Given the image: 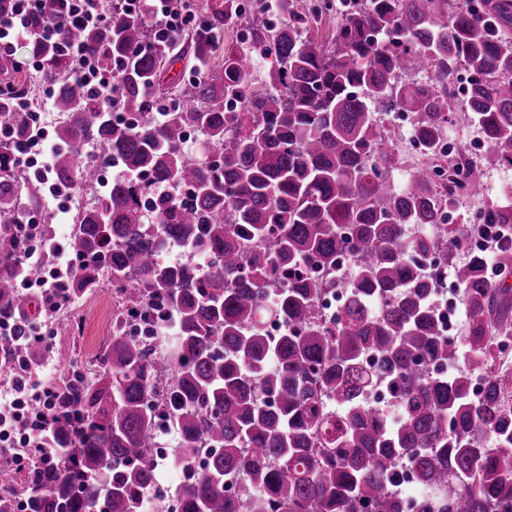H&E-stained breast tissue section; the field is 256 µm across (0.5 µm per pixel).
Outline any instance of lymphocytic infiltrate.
<instances>
[{"mask_svg": "<svg viewBox=\"0 0 512 512\" xmlns=\"http://www.w3.org/2000/svg\"><path fill=\"white\" fill-rule=\"evenodd\" d=\"M0 12V60L13 71L29 67L31 56H19V45L54 42L58 23L87 30L105 26L107 11L99 0H11ZM130 12L137 14L153 37L162 38L169 52H176L181 35L200 28L198 11L191 0H126ZM63 50L73 61L71 78L84 83L101 100L112 99L115 84L110 72L101 70L80 42L67 41ZM44 109L33 112L32 133L22 151L21 164L36 178L49 174L51 160L58 149L48 142L44 127ZM54 388L27 373L13 375L9 396L0 403V463L13 470H28L33 460L53 467L65 451L55 443L48 425Z\"/></svg>", "mask_w": 512, "mask_h": 512, "instance_id": "f902f5d3", "label": "lymphocytic infiltrate"}]
</instances>
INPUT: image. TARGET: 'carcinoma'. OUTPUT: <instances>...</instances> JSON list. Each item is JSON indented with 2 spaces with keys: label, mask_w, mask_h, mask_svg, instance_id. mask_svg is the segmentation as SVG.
<instances>
[{
  "label": "carcinoma",
  "mask_w": 512,
  "mask_h": 512,
  "mask_svg": "<svg viewBox=\"0 0 512 512\" xmlns=\"http://www.w3.org/2000/svg\"><path fill=\"white\" fill-rule=\"evenodd\" d=\"M281 2L282 22L254 14L247 24L252 44L274 57L258 77L252 51L223 48L224 29L242 19L238 0H204L209 20L190 37L197 80L168 89L178 101L159 122L168 50L156 41L132 54L150 35L124 0H112L105 28L64 32L112 69V105L68 79L58 49L33 48L68 116L53 182L94 189L102 169L123 170L75 215L68 247L79 264L58 287L79 299L106 282L118 304L96 368L56 388L51 429L67 460L31 472L21 489L0 468V512L18 496L35 512H138L155 485L161 419L174 427L176 457L208 456L176 489L178 512H404L399 464L437 492L420 512H512V365L502 359L512 293L491 274L512 272V245L455 265L466 307L459 339L441 332L422 263L481 231L444 222L439 205L456 204L460 188L477 193L483 162L512 163V0H322L306 11ZM332 10L336 26L320 39L312 28ZM461 69L484 161L468 164L461 183L450 173L436 187L426 163L407 168L405 187L391 186L387 171L405 160L379 115L409 113L415 137L440 157ZM403 73L425 79L401 83ZM115 107L129 120L117 122ZM1 115L2 322L27 306L17 282L37 272L20 229L22 189L38 188L19 159L28 107L2 99ZM190 127L199 153L184 147ZM91 142L105 150L88 163ZM155 185L189 191L156 196ZM484 223L511 228L512 204L488 207ZM170 244L187 259L166 261ZM345 252L356 257L350 301L326 320L317 302L334 283L309 269L331 270ZM168 309L174 335L159 349L151 333ZM275 321L287 329L272 336ZM48 352L0 340V375ZM377 384L394 395L395 424L366 401ZM232 474L243 479L229 490Z\"/></svg>",
  "instance_id": "cac0c4a2"
}]
</instances>
